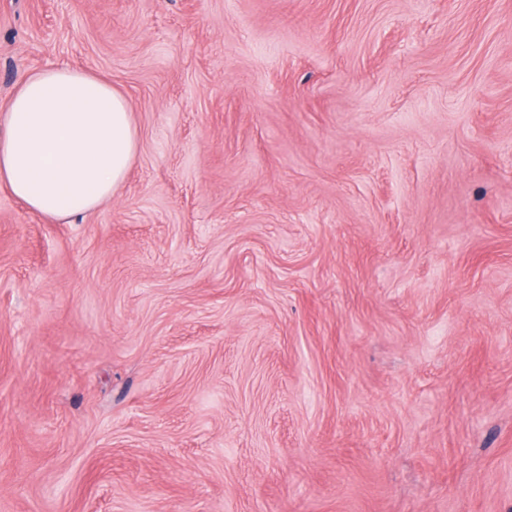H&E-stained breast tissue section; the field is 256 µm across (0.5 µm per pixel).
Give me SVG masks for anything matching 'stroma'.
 Wrapping results in <instances>:
<instances>
[{
  "label": "stroma",
  "instance_id": "stroma-1",
  "mask_svg": "<svg viewBox=\"0 0 512 512\" xmlns=\"http://www.w3.org/2000/svg\"><path fill=\"white\" fill-rule=\"evenodd\" d=\"M50 65L139 150L0 185V512H512V0H0Z\"/></svg>",
  "mask_w": 512,
  "mask_h": 512
}]
</instances>
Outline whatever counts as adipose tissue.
<instances>
[{"instance_id":"1","label":"adipose tissue","mask_w":512,"mask_h":512,"mask_svg":"<svg viewBox=\"0 0 512 512\" xmlns=\"http://www.w3.org/2000/svg\"><path fill=\"white\" fill-rule=\"evenodd\" d=\"M137 149L123 94L83 70L62 65L24 75L0 112V184L51 219L109 201Z\"/></svg>"}]
</instances>
